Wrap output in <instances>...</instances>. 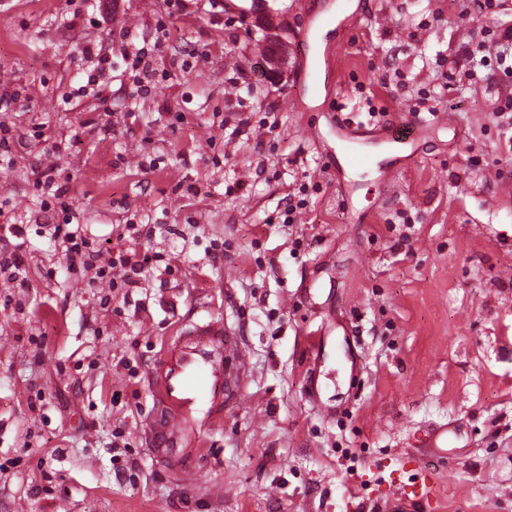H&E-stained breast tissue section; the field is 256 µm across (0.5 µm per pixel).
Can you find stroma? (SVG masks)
I'll return each mask as SVG.
<instances>
[{
  "instance_id": "obj_1",
  "label": "stroma",
  "mask_w": 512,
  "mask_h": 512,
  "mask_svg": "<svg viewBox=\"0 0 512 512\" xmlns=\"http://www.w3.org/2000/svg\"><path fill=\"white\" fill-rule=\"evenodd\" d=\"M183 3L0 0V235L24 228L26 278L0 275V512H385L421 470L441 498L404 512H512V78L462 56L512 0ZM70 208L112 281L54 237ZM209 320L248 365L191 419L187 484L145 438L151 375ZM265 40L272 46L271 54L268 56V71L273 77H279L284 71L288 58V42L282 35L278 26H269L263 29Z\"/></svg>"
}]
</instances>
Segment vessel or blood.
<instances>
[{"mask_svg":"<svg viewBox=\"0 0 512 512\" xmlns=\"http://www.w3.org/2000/svg\"><path fill=\"white\" fill-rule=\"evenodd\" d=\"M222 324L210 322L185 330L176 347L152 376L158 416L149 438L153 448L163 455H179L185 447L186 423L196 407L203 403L222 405L224 381L230 363H244L245 349L218 343ZM436 492L434 474L423 473L419 482L392 483L388 497L393 501L428 502Z\"/></svg>","mask_w":512,"mask_h":512,"instance_id":"1","label":"vessel or blood"}]
</instances>
